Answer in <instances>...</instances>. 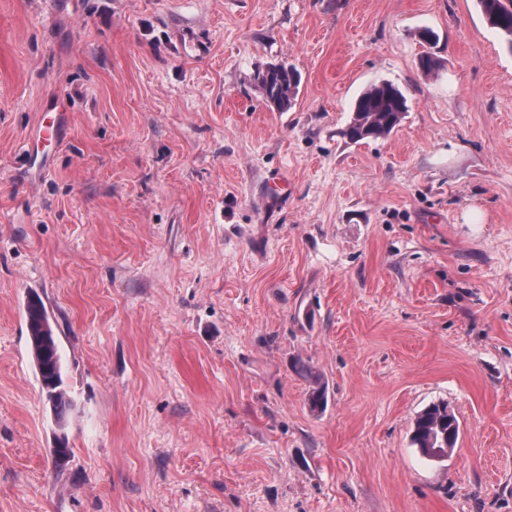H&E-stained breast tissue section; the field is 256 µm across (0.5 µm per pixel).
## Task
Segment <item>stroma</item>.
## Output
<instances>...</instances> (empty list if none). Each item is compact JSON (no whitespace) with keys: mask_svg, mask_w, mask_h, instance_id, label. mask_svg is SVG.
<instances>
[{"mask_svg":"<svg viewBox=\"0 0 512 512\" xmlns=\"http://www.w3.org/2000/svg\"><path fill=\"white\" fill-rule=\"evenodd\" d=\"M380 80L409 110L351 143ZM0 512H512V53L475 0H0ZM259 86L266 101L279 111L287 110L298 92L295 70L285 64L269 67L259 77ZM64 120V114L61 112H56L55 117L47 124H41L35 135L28 140V142L24 145L25 153L29 154L32 146L38 143H55L60 140L62 136V126L61 123ZM29 343L42 390L51 404L55 416L61 420L70 406L62 376L58 344L53 334L47 311L36 296L26 304ZM295 370L298 374L305 378L311 379L314 383V386L308 397V405L310 409L313 411L322 410L327 400L326 390L322 383L318 380L315 372L312 371L311 367L302 360L296 361ZM460 424L456 415L445 403H433L416 418L411 442L422 454L432 457H448L457 445ZM431 448H435L432 450ZM440 448H445V452Z\"/></svg>","mask_w":512,"mask_h":512,"instance_id":"35a3bbf8","label":"stroma"}]
</instances>
